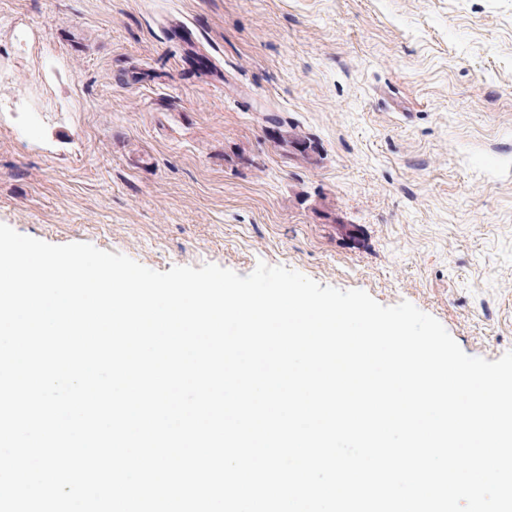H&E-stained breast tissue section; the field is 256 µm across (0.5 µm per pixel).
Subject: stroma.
Here are the masks:
<instances>
[{
  "label": "stroma",
  "instance_id": "1",
  "mask_svg": "<svg viewBox=\"0 0 512 512\" xmlns=\"http://www.w3.org/2000/svg\"><path fill=\"white\" fill-rule=\"evenodd\" d=\"M0 223L162 272L283 266L497 360L512 0H0Z\"/></svg>",
  "mask_w": 512,
  "mask_h": 512
}]
</instances>
